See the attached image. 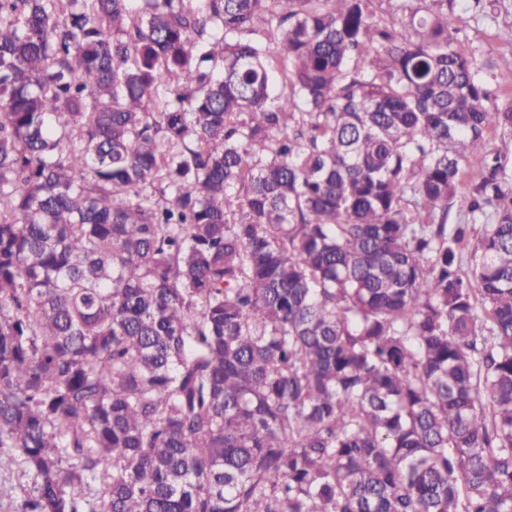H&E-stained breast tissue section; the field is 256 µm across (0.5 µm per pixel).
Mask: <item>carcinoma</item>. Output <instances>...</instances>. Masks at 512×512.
<instances>
[{
    "mask_svg": "<svg viewBox=\"0 0 512 512\" xmlns=\"http://www.w3.org/2000/svg\"><path fill=\"white\" fill-rule=\"evenodd\" d=\"M377 2L0 0L19 512H512V107Z\"/></svg>",
    "mask_w": 512,
    "mask_h": 512,
    "instance_id": "1",
    "label": "carcinoma"
}]
</instances>
